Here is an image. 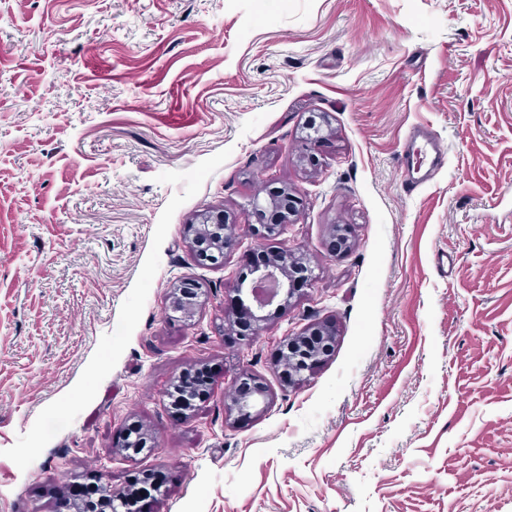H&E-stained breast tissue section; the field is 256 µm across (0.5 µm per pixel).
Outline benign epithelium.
<instances>
[{"mask_svg": "<svg viewBox=\"0 0 512 512\" xmlns=\"http://www.w3.org/2000/svg\"><path fill=\"white\" fill-rule=\"evenodd\" d=\"M252 209L263 215L270 213L272 223L262 224L255 232L260 236L282 233L297 216L296 201L282 189L268 192L267 198L252 199ZM224 224V211L206 208L189 225L191 248L200 262L225 263L228 255L241 248V242L219 231ZM351 228L348 224H337L331 247L335 252L350 246ZM307 272L299 257L289 253H278L264 265L254 267L251 286L239 284L236 303L253 304L254 312L243 327L249 337L259 336L268 326V316L263 309L272 304L280 295L291 297L295 291L293 277ZM199 286L196 281L186 279L174 289L168 310L191 316L198 306ZM336 342V332L328 325L317 323L307 327L298 335L288 334L279 339L276 359L282 366L283 377L288 383L306 380L324 360L331 356ZM271 393L268 387L253 374L241 372L235 380L233 392L224 397V413L234 419L250 418L263 412L269 406ZM108 512H140L133 508L131 501L121 493H112L105 499Z\"/></svg>", "mask_w": 512, "mask_h": 512, "instance_id": "benign-epithelium-1", "label": "benign epithelium"}]
</instances>
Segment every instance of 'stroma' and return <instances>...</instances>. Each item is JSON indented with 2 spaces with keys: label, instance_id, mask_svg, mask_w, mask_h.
<instances>
[{
  "label": "stroma",
  "instance_id": "stroma-1",
  "mask_svg": "<svg viewBox=\"0 0 512 512\" xmlns=\"http://www.w3.org/2000/svg\"><path fill=\"white\" fill-rule=\"evenodd\" d=\"M416 125L447 162L411 192ZM279 188L296 224L255 235ZM208 207L249 261L194 258ZM278 250L311 276L248 345L224 314ZM314 322L335 349L283 385ZM245 368L273 403L229 428ZM155 471L149 512H512V0H0V512ZM200 288L195 280L181 281L169 298L168 310L180 312L185 317H190L196 310L199 302ZM336 332L328 325L317 323L298 335L287 334L279 339L276 359L282 366L288 383L306 380L324 360L331 356ZM206 376L202 371H187L176 379L170 391V397L173 403L177 404L184 394L190 390L198 396L204 391Z\"/></svg>",
  "mask_w": 512,
  "mask_h": 512
}]
</instances>
